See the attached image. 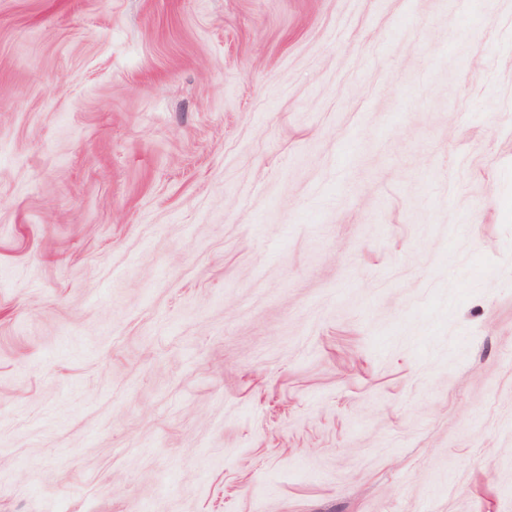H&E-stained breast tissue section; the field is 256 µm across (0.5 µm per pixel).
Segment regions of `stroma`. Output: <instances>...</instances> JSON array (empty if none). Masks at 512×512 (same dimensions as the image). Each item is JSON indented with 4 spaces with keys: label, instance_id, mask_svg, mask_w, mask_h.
Segmentation results:
<instances>
[{
    "label": "stroma",
    "instance_id": "1",
    "mask_svg": "<svg viewBox=\"0 0 512 512\" xmlns=\"http://www.w3.org/2000/svg\"><path fill=\"white\" fill-rule=\"evenodd\" d=\"M0 512H512V0H0Z\"/></svg>",
    "mask_w": 512,
    "mask_h": 512
}]
</instances>
